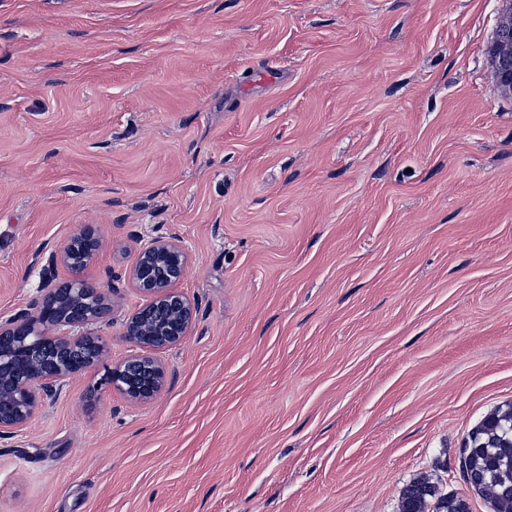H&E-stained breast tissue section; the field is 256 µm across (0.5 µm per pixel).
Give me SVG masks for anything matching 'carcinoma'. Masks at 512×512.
I'll list each match as a JSON object with an SVG mask.
<instances>
[{
	"instance_id": "carcinoma-1",
	"label": "carcinoma",
	"mask_w": 512,
	"mask_h": 512,
	"mask_svg": "<svg viewBox=\"0 0 512 512\" xmlns=\"http://www.w3.org/2000/svg\"><path fill=\"white\" fill-rule=\"evenodd\" d=\"M460 472L491 512H512V404L494 409L471 430ZM400 512H470V504L421 476L403 489Z\"/></svg>"
}]
</instances>
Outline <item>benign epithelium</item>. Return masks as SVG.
Segmentation results:
<instances>
[{
  "instance_id": "1",
  "label": "benign epithelium",
  "mask_w": 512,
  "mask_h": 512,
  "mask_svg": "<svg viewBox=\"0 0 512 512\" xmlns=\"http://www.w3.org/2000/svg\"><path fill=\"white\" fill-rule=\"evenodd\" d=\"M498 85L512 90V6L499 16L488 46ZM101 248L95 232L84 229L70 237L60 251L49 253L42 266L43 287H48L62 266L77 288L83 267ZM189 264L186 248L175 237H156L142 244L131 266L122 273L106 270L108 281L125 279L145 297V303L125 323V338L135 352L125 361L104 369L97 389H116L133 403L144 404L166 385V371L154 356L157 350L180 344L190 333L197 308L174 285ZM38 315L16 314L0 319V440L21 433L41 400L57 391L65 379L98 364L106 355L102 338L86 331L97 316L90 313L62 316L46 303L36 304ZM65 348L72 358L49 369L39 366L41 350Z\"/></svg>"
}]
</instances>
